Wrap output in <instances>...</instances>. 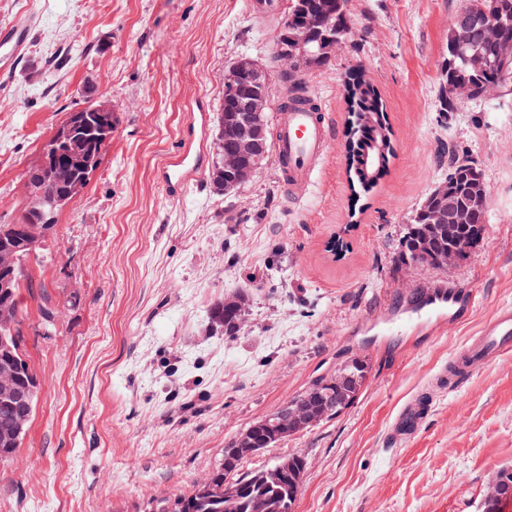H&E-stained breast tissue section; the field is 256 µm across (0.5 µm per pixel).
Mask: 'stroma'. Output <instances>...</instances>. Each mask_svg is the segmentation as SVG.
<instances>
[{"label":"stroma","instance_id":"1","mask_svg":"<svg viewBox=\"0 0 512 512\" xmlns=\"http://www.w3.org/2000/svg\"><path fill=\"white\" fill-rule=\"evenodd\" d=\"M465 3L348 0L343 50L299 75L330 121L311 181L288 185L273 158L232 193L204 169L174 199L156 169L196 98L217 115L227 65L247 56L267 66L279 100V20H259L250 0H0V25L21 13L36 21L0 86V224L17 221L25 171L66 112L88 105L87 86L119 119L83 198L42 245L38 277L61 316L44 335L28 302L25 350L41 393L22 447L0 465V512H161L223 463L230 439L349 350L370 364L357 402L243 471L300 455L295 512H483L488 484L512 469V355L458 385L438 377L512 309V96L439 111L448 27ZM355 70L380 93L394 143L387 173L361 198L343 153ZM444 145L483 170L487 233L467 262L401 263L412 212L448 175ZM336 238L344 248L333 253ZM434 286L473 290V309L431 331L382 332ZM235 293L248 309L230 338L207 312ZM425 393L433 404L417 434L392 438L396 416Z\"/></svg>","mask_w":512,"mask_h":512}]
</instances>
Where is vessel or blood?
I'll use <instances>...</instances> for the list:
<instances>
[{
  "instance_id": "b4317fda",
  "label": "vessel or blood",
  "mask_w": 512,
  "mask_h": 512,
  "mask_svg": "<svg viewBox=\"0 0 512 512\" xmlns=\"http://www.w3.org/2000/svg\"><path fill=\"white\" fill-rule=\"evenodd\" d=\"M35 23L28 16L16 17L0 25V79L9 76L26 53ZM207 115L196 109L183 132L181 144L157 169V177L166 193L173 198L182 196L189 182L202 167L203 155L199 147L205 131ZM330 139L327 118L303 104L290 105L282 111L279 136L275 144L278 161L289 182L308 181L316 161L325 154ZM473 292H458L444 287L420 292L417 301L404 310L403 323L431 320L442 311L452 308L472 309ZM512 354V309L500 310L456 356L447 376L451 381L465 379L470 368L477 363H491ZM427 410L426 404H408L397 417L393 430L396 435H413Z\"/></svg>"
}]
</instances>
